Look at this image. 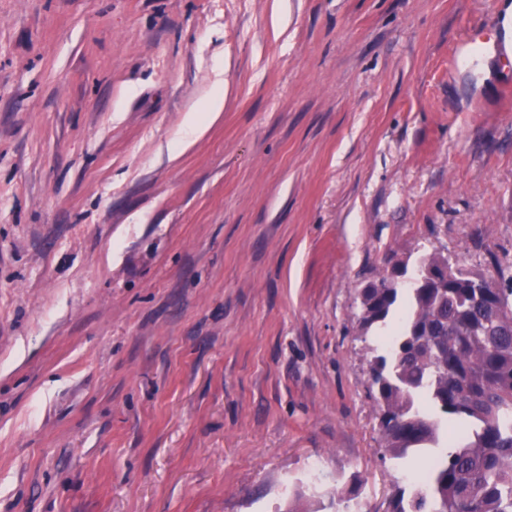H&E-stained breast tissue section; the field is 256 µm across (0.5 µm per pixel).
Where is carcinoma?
I'll return each instance as SVG.
<instances>
[{
	"label": "carcinoma",
	"mask_w": 512,
	"mask_h": 512,
	"mask_svg": "<svg viewBox=\"0 0 512 512\" xmlns=\"http://www.w3.org/2000/svg\"><path fill=\"white\" fill-rule=\"evenodd\" d=\"M447 261L419 260L405 320L370 361L384 453L412 466L387 512H512V277L460 266L446 283L421 281ZM360 297L362 328L384 326L397 279Z\"/></svg>",
	"instance_id": "1"
}]
</instances>
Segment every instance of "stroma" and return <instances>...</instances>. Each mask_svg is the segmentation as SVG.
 I'll return each mask as SVG.
<instances>
[{
    "label": "stroma",
    "mask_w": 512,
    "mask_h": 512,
    "mask_svg": "<svg viewBox=\"0 0 512 512\" xmlns=\"http://www.w3.org/2000/svg\"><path fill=\"white\" fill-rule=\"evenodd\" d=\"M511 5L0 0V512H385L359 291L512 276ZM505 18L501 16H494L491 21L489 27L496 34V40L493 43V48L498 53V56L501 57L507 65L510 67L512 63V18L511 22L507 23V26H511V49L507 47L505 42ZM224 111V87L217 85L207 100L201 111L189 112L185 118L184 135L185 138L182 140L173 153L175 158L179 153L188 148L191 144V140L194 139L198 134L203 133L209 123L219 118L220 113Z\"/></svg>",
    "instance_id": "1"
}]
</instances>
